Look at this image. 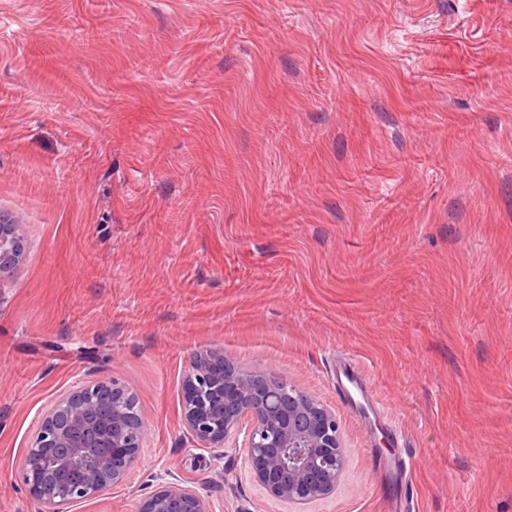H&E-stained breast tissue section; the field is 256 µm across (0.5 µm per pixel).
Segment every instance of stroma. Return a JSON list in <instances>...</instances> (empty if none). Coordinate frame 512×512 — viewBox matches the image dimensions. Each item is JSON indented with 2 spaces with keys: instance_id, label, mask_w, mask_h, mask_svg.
Segmentation results:
<instances>
[{
  "instance_id": "35a3bbf8",
  "label": "stroma",
  "mask_w": 512,
  "mask_h": 512,
  "mask_svg": "<svg viewBox=\"0 0 512 512\" xmlns=\"http://www.w3.org/2000/svg\"><path fill=\"white\" fill-rule=\"evenodd\" d=\"M0 212V512H39L20 460L96 379L133 385L147 446L76 512L170 474L284 512L183 436L207 349L335 410L313 512H512V0H0ZM0 213V274L12 267L18 259L22 225ZM336 384L346 393V395H350V392L348 388L344 384V380L347 381L349 384L355 386L358 391L361 393L362 397L367 399L368 401L373 402L374 396L369 391L368 387L365 385V383L360 382L358 383L356 376H355V370L354 368L347 363L339 364L336 367Z\"/></svg>"
}]
</instances>
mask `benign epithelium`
I'll return each instance as SVG.
<instances>
[{
	"label": "benign epithelium",
	"mask_w": 512,
	"mask_h": 512,
	"mask_svg": "<svg viewBox=\"0 0 512 512\" xmlns=\"http://www.w3.org/2000/svg\"><path fill=\"white\" fill-rule=\"evenodd\" d=\"M22 225L0 213V273L18 259ZM183 435L218 459L226 448L245 453L250 479L265 494L309 512L332 496L347 455L335 412L282 378L261 386V374L210 349L195 353L182 381ZM146 443L135 393L115 380L89 381L43 413L20 461L23 480L47 512L97 499L127 483ZM56 448L66 452L59 455ZM139 512H212L190 483L162 481Z\"/></svg>",
	"instance_id": "1"
}]
</instances>
